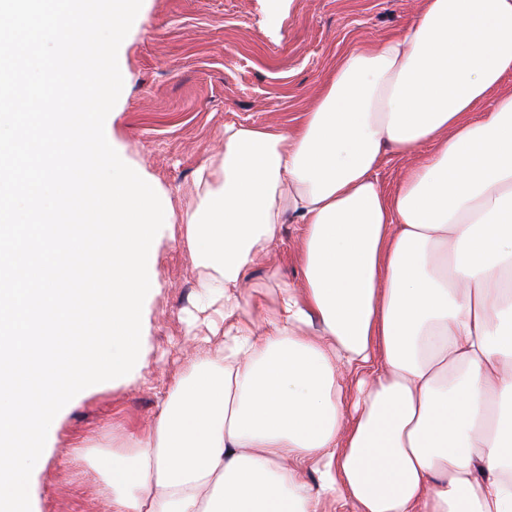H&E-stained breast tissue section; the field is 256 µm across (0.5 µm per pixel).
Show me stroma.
<instances>
[{
    "label": "stroma",
    "instance_id": "stroma-1",
    "mask_svg": "<svg viewBox=\"0 0 512 512\" xmlns=\"http://www.w3.org/2000/svg\"><path fill=\"white\" fill-rule=\"evenodd\" d=\"M421 0H143L142 19L122 42L123 98L107 125L128 164L159 187L175 214L192 199L197 169L224 155V127L290 124L352 45L397 32ZM181 224L159 234L158 287L144 319L147 355L140 376L83 396L64 416L56 447L37 476L39 512H102L86 480L90 461L74 464L79 440L100 449L112 428L146 429L155 394L193 357L190 335H208L195 307L199 273L180 241ZM298 224H284L272 262L250 268L266 282L271 268L300 282Z\"/></svg>",
    "mask_w": 512,
    "mask_h": 512
}]
</instances>
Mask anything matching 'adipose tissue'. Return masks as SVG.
Listing matches in <instances>:
<instances>
[{
  "instance_id": "obj_1",
  "label": "adipose tissue",
  "mask_w": 512,
  "mask_h": 512,
  "mask_svg": "<svg viewBox=\"0 0 512 512\" xmlns=\"http://www.w3.org/2000/svg\"><path fill=\"white\" fill-rule=\"evenodd\" d=\"M509 74L512 0H422L291 126L225 125L182 218L223 338L99 451L111 512H512ZM287 222L302 286L248 284ZM406 165V159L393 157L378 169L377 178L386 192H391L396 188Z\"/></svg>"
}]
</instances>
